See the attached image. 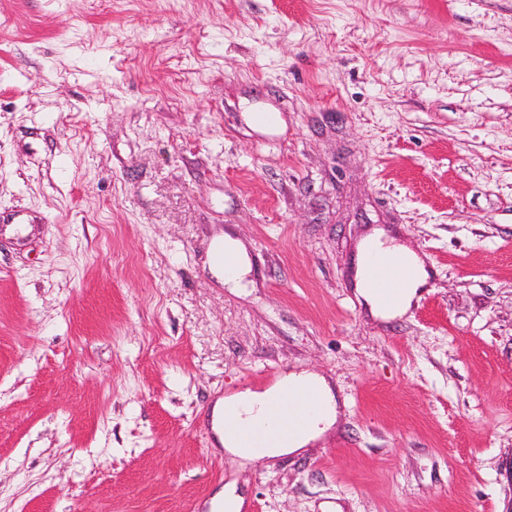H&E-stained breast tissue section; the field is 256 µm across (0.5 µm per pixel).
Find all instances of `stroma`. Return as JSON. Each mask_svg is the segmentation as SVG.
<instances>
[{
    "mask_svg": "<svg viewBox=\"0 0 512 512\" xmlns=\"http://www.w3.org/2000/svg\"><path fill=\"white\" fill-rule=\"evenodd\" d=\"M377 228L429 272L389 321L355 289ZM290 370L338 425L218 448L215 402ZM231 483L240 512H512V0H0V512ZM216 245L218 246L214 251L213 268L223 273L224 284H227L230 288H238L249 272V262L246 254L240 249L238 244L230 238L224 239L223 242H218ZM221 250H224V254L234 257L235 263L231 269L225 270L224 266L217 260V254Z\"/></svg>",
    "mask_w": 512,
    "mask_h": 512,
    "instance_id": "obj_1",
    "label": "stroma"
}]
</instances>
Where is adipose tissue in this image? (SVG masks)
<instances>
[{"label":"adipose tissue","instance_id":"adipose-tissue-1","mask_svg":"<svg viewBox=\"0 0 512 512\" xmlns=\"http://www.w3.org/2000/svg\"><path fill=\"white\" fill-rule=\"evenodd\" d=\"M394 258L402 262L398 278L403 286L389 298L368 286L366 271L371 260L387 262ZM355 279L356 290L371 313L389 320L407 313L420 288L426 284L428 272L414 250L393 243L377 229L367 235L358 247ZM291 399L301 403L300 426L282 428L276 437L268 440L253 438V430L266 419L271 406ZM213 415L217 440L224 450L243 460L254 461L297 452L321 438L337 423L339 407L331 386L323 376L307 370H293L280 375L265 390L245 389L225 396L216 403Z\"/></svg>","mask_w":512,"mask_h":512}]
</instances>
